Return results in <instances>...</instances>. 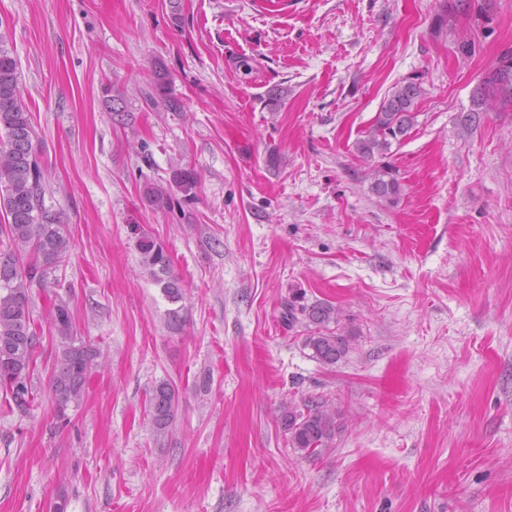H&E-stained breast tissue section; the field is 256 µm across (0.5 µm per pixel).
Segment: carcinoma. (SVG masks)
Here are the masks:
<instances>
[{
    "label": "carcinoma",
    "instance_id": "carcinoma-1",
    "mask_svg": "<svg viewBox=\"0 0 512 512\" xmlns=\"http://www.w3.org/2000/svg\"><path fill=\"white\" fill-rule=\"evenodd\" d=\"M103 102L109 112H126L125 94L106 83L101 86ZM424 94L422 83L411 78L397 83L391 95L371 119L355 142L364 159L384 157L392 144L403 141L417 123L416 107ZM147 99L176 110L166 67L155 65L151 91ZM512 102V50L498 59L488 80L472 92L475 109L462 118L472 124L480 112L494 102ZM198 173L188 163L171 166L165 183L144 185L146 203L154 210L174 204L173 195H195ZM45 179L37 134L19 88V65L7 47V37L0 35V237L6 249L0 250V390L13 405L23 411L31 403V376L35 354L40 344L33 318L34 289L47 287L50 274L70 254L72 242L60 218L45 205ZM371 191L380 198L393 200L401 187L388 165L371 170ZM142 266L161 285L171 303L183 300L179 280L172 275L171 259L163 245L143 234L137 241ZM288 325L296 323L309 329L304 346L312 358L330 366L350 352V340L329 328L338 323V312L328 304L299 307L284 305ZM46 324L56 335L59 353L50 379V390L59 408L82 398L85 382L95 366L99 352L74 336L72 315L67 302L53 304L46 314ZM179 404L178 389L169 381L154 384L148 400L156 440H165L172 431ZM288 447L299 455H316L329 448L336 426V410L327 403L299 408L288 407L283 423Z\"/></svg>",
    "mask_w": 512,
    "mask_h": 512
}]
</instances>
